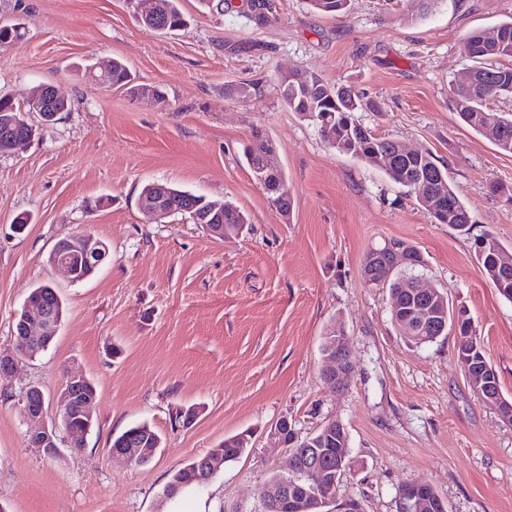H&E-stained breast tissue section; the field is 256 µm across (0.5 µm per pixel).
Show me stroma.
<instances>
[{
	"mask_svg": "<svg viewBox=\"0 0 512 512\" xmlns=\"http://www.w3.org/2000/svg\"><path fill=\"white\" fill-rule=\"evenodd\" d=\"M273 2L259 21L242 0L221 13L179 0L190 24L164 34L129 0H0V23L23 32L0 48V95L22 106L50 85L72 104L52 123L31 113L30 143L0 152V350L32 288L50 284L65 304L52 346L0 377L5 512H262L263 488L288 471L270 438L284 417L304 436L343 423L352 463L337 497L361 512H403L411 481L432 485L447 512H512V424L473 392L453 338L416 347L398 334L388 291L364 284L361 261L390 238L416 246L423 281L469 311L509 398L512 301L486 277L472 236L431 222L383 171L329 147L277 88L298 71L374 101L357 120L431 152L475 234L512 250V202L490 190L512 187V154L463 125L451 94L474 65L463 37L511 22L512 0H441L427 14L419 0H350L338 16ZM113 59L137 84L162 87L166 103L84 78ZM256 130L275 146L290 216L270 207L245 163ZM152 182L230 202L248 224L215 239L178 217L153 223L137 206ZM21 214L31 222L19 234ZM73 232L110 251L82 283L47 263ZM339 321L355 370L333 392L321 347ZM76 373L96 384L94 427L83 448L50 458L29 443L19 398L33 385L53 401ZM179 407L201 413L180 426ZM142 422L163 448L142 466L113 463V435ZM243 431L251 448L205 490L165 497L180 464Z\"/></svg>",
	"mask_w": 512,
	"mask_h": 512,
	"instance_id": "stroma-1",
	"label": "stroma"
}]
</instances>
